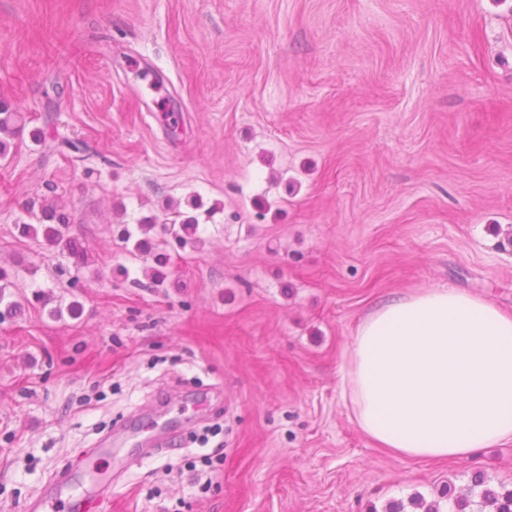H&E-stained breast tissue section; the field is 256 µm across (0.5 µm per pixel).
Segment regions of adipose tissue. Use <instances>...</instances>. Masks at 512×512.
<instances>
[{
	"label": "adipose tissue",
	"mask_w": 512,
	"mask_h": 512,
	"mask_svg": "<svg viewBox=\"0 0 512 512\" xmlns=\"http://www.w3.org/2000/svg\"><path fill=\"white\" fill-rule=\"evenodd\" d=\"M341 389L358 427L409 458L512 442V315L454 288L390 298L359 324Z\"/></svg>",
	"instance_id": "1"
}]
</instances>
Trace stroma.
<instances>
[{
  "label": "stroma",
  "instance_id": "stroma-1",
  "mask_svg": "<svg viewBox=\"0 0 512 512\" xmlns=\"http://www.w3.org/2000/svg\"><path fill=\"white\" fill-rule=\"evenodd\" d=\"M1 100L26 120L0 161V260L26 256L16 293L49 304L0 322V512L154 401L173 447L76 461L111 469L109 512L512 488V443L378 446L340 373L389 297L451 287L512 314V0H0ZM43 195L75 215L79 273L18 235ZM195 197L200 242L154 229L170 263L150 287L118 226Z\"/></svg>",
  "mask_w": 512,
  "mask_h": 512
}]
</instances>
